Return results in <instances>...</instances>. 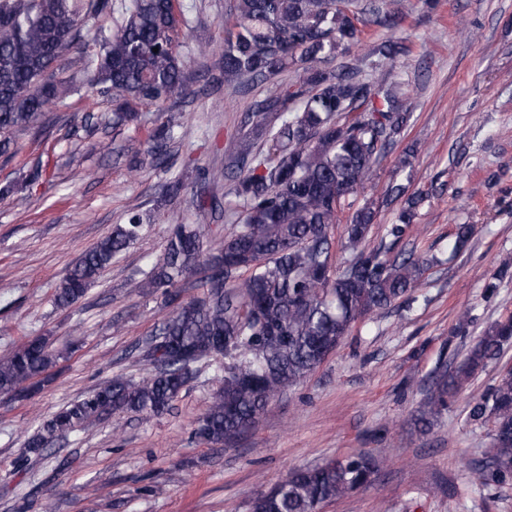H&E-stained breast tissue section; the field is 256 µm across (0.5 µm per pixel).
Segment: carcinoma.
Masks as SVG:
<instances>
[{"instance_id": "1", "label": "carcinoma", "mask_w": 512, "mask_h": 512, "mask_svg": "<svg viewBox=\"0 0 512 512\" xmlns=\"http://www.w3.org/2000/svg\"><path fill=\"white\" fill-rule=\"evenodd\" d=\"M384 0H233V23L224 38V84L235 88L272 85L258 111L237 130L235 152L214 182L233 178L241 220L223 246L205 253L202 228L222 214L212 196L196 205L195 223L170 228L162 258L131 287L158 294L172 313L146 343L149 366L136 379L115 374L81 399L60 408L29 438L40 453L55 440L103 416L159 415L169 410L203 360L224 367V383L212 395L193 428L212 444L248 430L267 404L306 379L338 349L353 326L408 296L424 272L413 255L388 257L412 233L425 195L392 179L382 200L358 206L348 198L368 184L411 120L401 83L368 80L365 69L394 64L409 52L387 38L372 47L369 61L351 54L364 29H391L401 20ZM112 7L109 0H0V154L10 134L41 127L46 114L64 103L73 80L58 77L56 63L81 42L82 12ZM182 18L176 0H131L116 33L95 43L84 72L87 89L112 93L117 101L112 127L138 122L139 107L186 96L189 59L182 56ZM336 60V67L320 63ZM302 71L289 86L280 75ZM181 124L169 120L152 129L147 153L161 159ZM404 205L385 227L389 243L367 251L362 244L380 208ZM345 224V246L354 257L333 262V229ZM140 215L97 242L59 281L53 302H77L140 238ZM204 269L203 294L184 300L180 286ZM512 343V318L485 329L467 354L436 382L435 393L416 425L427 430L455 394L488 361ZM161 349L167 364L156 366ZM226 363H219L220 359ZM57 354L36 338L0 359V393L38 384ZM493 419L495 434L487 464L472 468L482 486L512 479V375L499 376L490 390L470 401L468 419ZM381 460L359 452L323 465L291 471L272 491L252 502V512H319L320 507L371 483Z\"/></svg>"}]
</instances>
